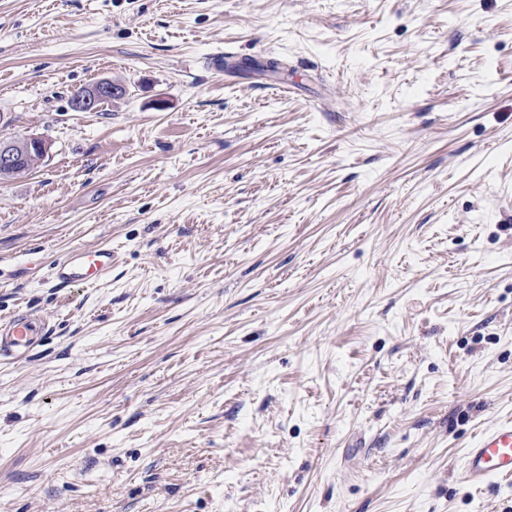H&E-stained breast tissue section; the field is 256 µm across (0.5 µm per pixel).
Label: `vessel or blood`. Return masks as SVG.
I'll list each match as a JSON object with an SVG mask.
<instances>
[{"instance_id":"obj_1","label":"vessel or blood","mask_w":512,"mask_h":512,"mask_svg":"<svg viewBox=\"0 0 512 512\" xmlns=\"http://www.w3.org/2000/svg\"><path fill=\"white\" fill-rule=\"evenodd\" d=\"M111 274L112 246L107 242L73 248L51 265V275L61 286L95 283ZM43 328V322L29 313L1 319L0 356L27 352ZM462 475L470 483L512 477V420L492 427L468 450Z\"/></svg>"}]
</instances>
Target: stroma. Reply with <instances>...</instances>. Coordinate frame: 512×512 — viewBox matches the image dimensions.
Masks as SVG:
<instances>
[{
  "instance_id": "1",
  "label": "stroma",
  "mask_w": 512,
  "mask_h": 512,
  "mask_svg": "<svg viewBox=\"0 0 512 512\" xmlns=\"http://www.w3.org/2000/svg\"><path fill=\"white\" fill-rule=\"evenodd\" d=\"M31 134L0 317L48 331L0 358V512H512L461 477L512 418V0H0ZM79 90L76 91L77 94ZM123 91L122 85L112 80H101L85 87L79 96L75 97L76 94L72 99L71 108L76 112H96L102 102L110 101L114 96H120ZM51 275L60 286L90 284L112 275V244L75 247L51 265Z\"/></svg>"
}]
</instances>
